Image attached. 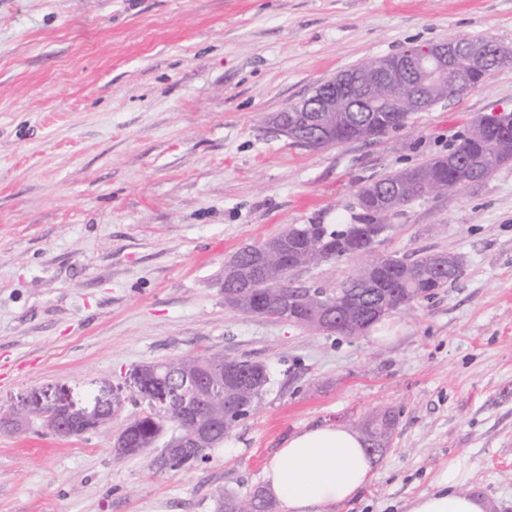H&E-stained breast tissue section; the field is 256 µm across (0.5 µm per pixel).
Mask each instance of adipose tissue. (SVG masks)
I'll use <instances>...</instances> for the list:
<instances>
[{"label":"adipose tissue","mask_w":512,"mask_h":512,"mask_svg":"<svg viewBox=\"0 0 512 512\" xmlns=\"http://www.w3.org/2000/svg\"><path fill=\"white\" fill-rule=\"evenodd\" d=\"M455 462L436 476L437 489L411 500L408 512H488L478 495L460 492ZM375 476L360 434L336 424L298 432L265 465L263 480L282 512H330L353 500Z\"/></svg>","instance_id":"ef3b65f1"}]
</instances>
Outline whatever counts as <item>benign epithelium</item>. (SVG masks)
<instances>
[{
  "mask_svg": "<svg viewBox=\"0 0 512 512\" xmlns=\"http://www.w3.org/2000/svg\"><path fill=\"white\" fill-rule=\"evenodd\" d=\"M512 56V51L498 43L487 48L464 38H452L447 41L426 45H411L400 53L376 58L369 63L368 78L363 80L366 98L372 104L383 102L388 94L405 85L409 76L418 77L421 89L416 92L407 110L396 112L394 121L387 128L364 125L353 128L348 125L340 112L343 105L336 94V85L352 80V73H339L334 78L320 82L311 95L294 103L295 111L301 113L298 124L305 126H327L340 129L341 140L381 139L392 130L403 127L406 112H417L432 106L431 86L443 79L456 86L469 83V77L475 72H483L499 60ZM499 128L506 132L512 130V113L498 112L485 116L461 135V139H479L489 130ZM305 308L296 309L280 300L277 294L267 295L268 307L274 317L293 324L314 321L322 329L329 328L326 323L327 309L321 306L317 289L304 287L301 290ZM163 366L147 363L140 366L134 374L126 377V385L144 401H148L154 411L175 413L178 427V445L182 448H208L215 430L216 419L202 398L213 399L224 391L235 395L248 384L240 374L235 361L222 355H207L197 370H187L178 377V388L171 392L160 385L159 379ZM28 413L16 419L17 427H26L35 419L48 422L53 431L63 437L82 435L107 426L119 413L120 405L115 400V387L103 386L92 398L88 406H80L71 393L65 389L54 392L47 390L26 397ZM367 438L368 448L373 454L389 447L395 427L387 429L383 435L372 432L364 423L360 426ZM126 443L115 449L120 456H138L156 447L158 437L144 439L131 431V424L124 422L119 429Z\"/></svg>",
  "mask_w": 512,
  "mask_h": 512,
  "instance_id": "7a95c632",
  "label": "benign epithelium"
}]
</instances>
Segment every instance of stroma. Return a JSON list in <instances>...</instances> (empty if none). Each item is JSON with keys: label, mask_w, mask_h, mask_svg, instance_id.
<instances>
[{"label": "stroma", "mask_w": 512, "mask_h": 512, "mask_svg": "<svg viewBox=\"0 0 512 512\" xmlns=\"http://www.w3.org/2000/svg\"><path fill=\"white\" fill-rule=\"evenodd\" d=\"M512 47V0H0V407L87 401L136 366L223 354L266 364L259 411L206 462L157 472L114 431L0 423V512H217L262 487L289 436L397 425L376 478L335 512H406L458 460L512 512V162L413 201L377 252L460 255L463 273L387 318L393 336L315 332L224 304V264L291 224H346L356 194L512 111V64L378 141L321 149L270 117L337 71L425 42ZM365 263L292 280L333 290Z\"/></svg>", "instance_id": "1"}]
</instances>
